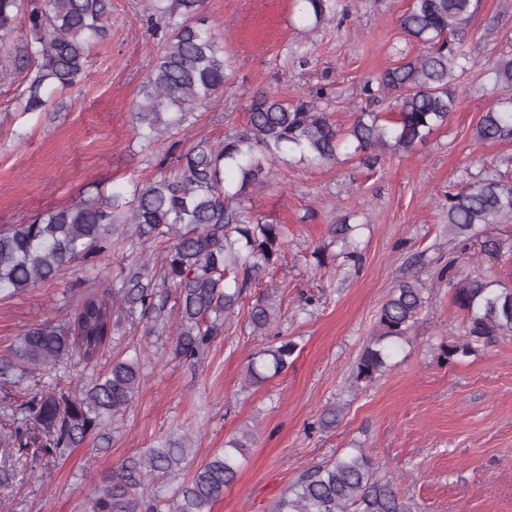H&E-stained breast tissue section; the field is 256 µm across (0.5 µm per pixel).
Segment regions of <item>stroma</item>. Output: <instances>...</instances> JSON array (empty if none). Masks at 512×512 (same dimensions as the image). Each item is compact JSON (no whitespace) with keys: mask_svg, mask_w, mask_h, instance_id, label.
<instances>
[{"mask_svg":"<svg viewBox=\"0 0 512 512\" xmlns=\"http://www.w3.org/2000/svg\"><path fill=\"white\" fill-rule=\"evenodd\" d=\"M410 2L341 0L342 14L327 15L314 30L297 0H204L200 15L230 62L224 93L199 106L176 135L148 147L132 109L159 40L145 22L147 0H112L110 35L91 49L82 82L55 91L39 112L24 111L16 87L0 85V226L173 171L194 142L242 129L246 105L263 92L293 99L324 89L334 120L349 126L364 82L419 51L397 23ZM462 48L475 65L457 83L461 105L413 152L377 167L347 153L333 163L274 165L248 205L287 225L282 259L247 291L241 314L202 364L176 358L173 331L151 332V317L137 315L121 318L97 360L62 373L61 386L77 388L113 359L144 353L140 388L105 440L40 460L0 451V512H83L103 476L164 437L188 434L195 466L245 429L251 444L212 512H269L307 469L352 448L366 450L412 512H512V337L458 362L443 359L442 345L462 336L466 317L438 277L455 250L447 191L501 169L512 175L501 164L512 157V138L482 146L473 136L497 98L485 65L512 54V0H481ZM341 216L362 227L360 258L317 267L328 226ZM128 255L117 246L21 294L0 296V358L29 326L66 316L80 289L111 292ZM413 278L428 297L418 323L388 369L372 382L356 381L380 307ZM270 284L281 314L271 334L257 335L245 311ZM275 335L296 345L288 371L244 388L249 356ZM333 406L340 410L335 426L316 429Z\"/></svg>","mask_w":512,"mask_h":512,"instance_id":"obj_1","label":"stroma"}]
</instances>
